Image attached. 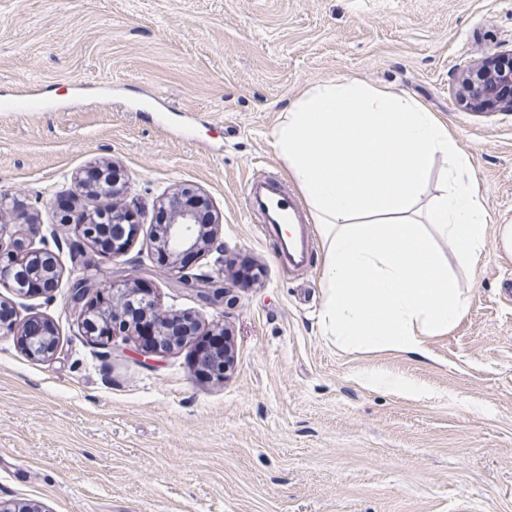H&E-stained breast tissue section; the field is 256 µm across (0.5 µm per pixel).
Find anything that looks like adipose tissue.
Returning a JSON list of instances; mask_svg holds the SVG:
<instances>
[{"mask_svg": "<svg viewBox=\"0 0 512 512\" xmlns=\"http://www.w3.org/2000/svg\"><path fill=\"white\" fill-rule=\"evenodd\" d=\"M273 139L321 229L325 332L346 347L422 354L467 309L436 239L472 264L488 244L468 155L416 99L349 79L310 87ZM438 157L447 173L428 198Z\"/></svg>", "mask_w": 512, "mask_h": 512, "instance_id": "obj_1", "label": "adipose tissue"}]
</instances>
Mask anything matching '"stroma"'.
Instances as JSON below:
<instances>
[{
	"label": "stroma",
	"instance_id": "obj_1",
	"mask_svg": "<svg viewBox=\"0 0 512 512\" xmlns=\"http://www.w3.org/2000/svg\"><path fill=\"white\" fill-rule=\"evenodd\" d=\"M512 48V0H0V190L13 230L63 275L15 299L50 319L55 353L0 337V501L46 512H512V258L478 263L438 240L468 299L427 354L347 350L326 336L322 246L292 271L241 191L262 171L301 195L273 145L282 109L352 79L417 98L473 165L491 217L512 224V112L461 103L458 78ZM34 97L39 111L24 108ZM114 163L139 233L104 264L53 208L77 174ZM198 187L222 217L223 252L190 269L231 304L176 287L152 244L163 192ZM134 273L164 315L228 334L225 380L193 342L145 354L90 341L71 284ZM408 379L406 396L371 375Z\"/></svg>",
	"mask_w": 512,
	"mask_h": 512
}]
</instances>
